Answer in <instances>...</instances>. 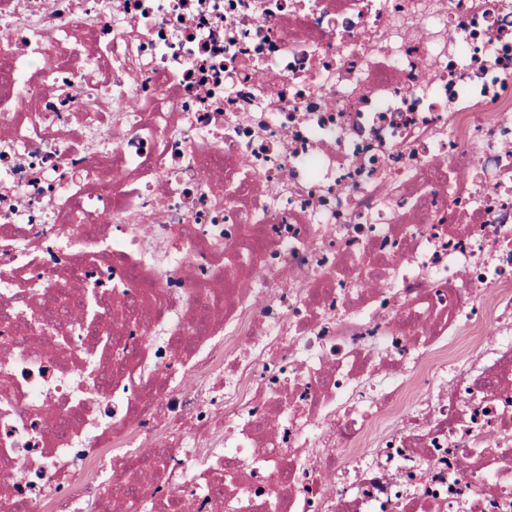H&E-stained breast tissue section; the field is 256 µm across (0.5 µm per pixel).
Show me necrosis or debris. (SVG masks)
Returning <instances> with one entry per match:
<instances>
[{
    "label": "necrosis or debris",
    "instance_id": "4bbe7bcc",
    "mask_svg": "<svg viewBox=\"0 0 512 512\" xmlns=\"http://www.w3.org/2000/svg\"><path fill=\"white\" fill-rule=\"evenodd\" d=\"M0 60V512H512V0H0Z\"/></svg>",
    "mask_w": 512,
    "mask_h": 512
}]
</instances>
